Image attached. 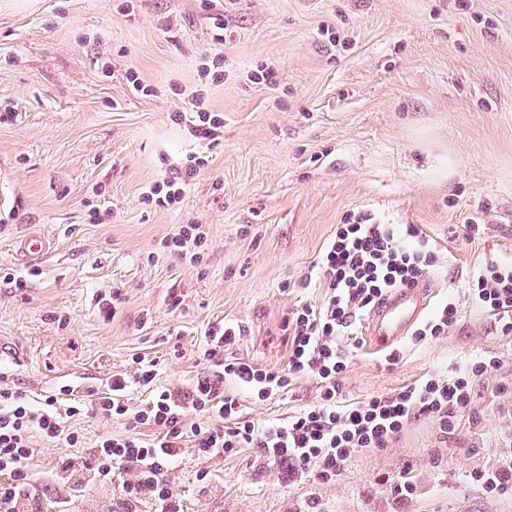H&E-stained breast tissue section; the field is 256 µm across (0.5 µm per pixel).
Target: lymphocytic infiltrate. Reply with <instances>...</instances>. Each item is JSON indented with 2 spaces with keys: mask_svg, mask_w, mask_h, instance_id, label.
I'll return each mask as SVG.
<instances>
[{
  "mask_svg": "<svg viewBox=\"0 0 512 512\" xmlns=\"http://www.w3.org/2000/svg\"><path fill=\"white\" fill-rule=\"evenodd\" d=\"M205 164L188 156L178 176L150 187L145 202L172 207L182 202L186 188ZM437 254L413 224H379L367 214L336 227L317 267L326 279L320 307L294 308L288 320L291 342L286 369L269 368L252 360L225 362L224 353L243 333L240 326L217 324L205 333L208 360L221 362L225 376L249 387L259 400L284 391L293 375L311 374L318 383L314 405L283 423L259 425L243 419L240 403L222 391L218 381L205 377L186 393L157 386V363L135 358L133 374L113 375L107 390H90L74 398L71 387L32 405L20 394L0 391V512H46L30 491L27 461L32 454L31 430L65 448L81 447L76 433L65 431V419L96 409L109 418L127 421L125 435L99 436L93 451L83 457H63L57 473L66 480L76 472L101 485L122 475L118 501L124 512H182L164 474L186 452L214 459L242 448H259L287 463L289 475L312 474L320 482L335 479L352 453L387 447L418 416L451 426L472 404V382L494 367L488 359L471 364L464 373H438L348 405L341 402L340 376L352 353L345 337L392 288L427 277ZM471 299L497 316L504 332H512V262L492 261L479 270L470 287ZM144 387L149 398L130 406L126 393ZM196 420H189V413ZM154 432L141 438V429Z\"/></svg>",
  "mask_w": 512,
  "mask_h": 512,
  "instance_id": "lymphocytic-infiltrate-1",
  "label": "lymphocytic infiltrate"
}]
</instances>
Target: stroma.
Masks as SVG:
<instances>
[{"instance_id":"1","label":"stroma","mask_w":512,"mask_h":512,"mask_svg":"<svg viewBox=\"0 0 512 512\" xmlns=\"http://www.w3.org/2000/svg\"><path fill=\"white\" fill-rule=\"evenodd\" d=\"M197 97L224 117L215 142L177 118ZM191 154L207 163L183 202L145 203ZM363 211L417 225L438 255L433 303L458 312L438 337L359 342L343 401L480 358L497 367L451 427L414 418L329 482L289 478L258 448L183 455L166 473L183 512H305L313 498L327 512H512V490L473 483L512 457V334L468 297L485 262L512 260V0H0V386L35 401L102 389L138 355L184 393L220 372L204 338L219 322L246 329L233 357L285 368L284 322L321 304L311 269ZM184 224L205 235L194 264L164 246ZM37 228L54 244L33 262L16 243ZM223 385L259 423L318 396L311 375L265 401ZM30 445L34 495L113 512L117 486H61V449L36 431ZM402 479L412 496L396 494Z\"/></svg>"}]
</instances>
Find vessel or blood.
Returning <instances> with one entry per match:
<instances>
[{"label": "vessel or blood", "mask_w": 512, "mask_h": 512, "mask_svg": "<svg viewBox=\"0 0 512 512\" xmlns=\"http://www.w3.org/2000/svg\"><path fill=\"white\" fill-rule=\"evenodd\" d=\"M430 306L423 284H406L388 291L365 323L372 347L385 348L400 342L423 319Z\"/></svg>", "instance_id": "b4317fda"}]
</instances>
